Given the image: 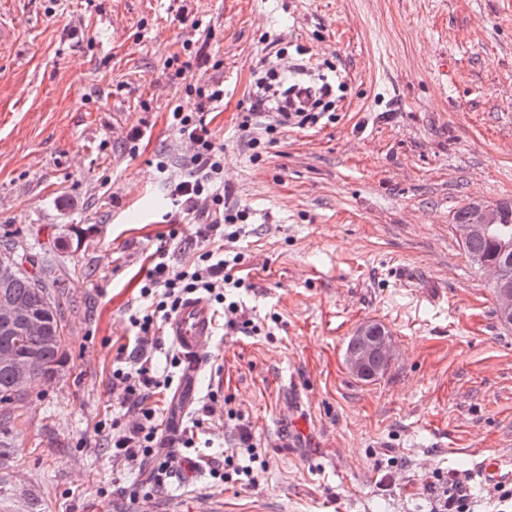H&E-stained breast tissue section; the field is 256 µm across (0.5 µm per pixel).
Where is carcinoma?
I'll return each instance as SVG.
<instances>
[{"label":"carcinoma","mask_w":512,"mask_h":512,"mask_svg":"<svg viewBox=\"0 0 512 512\" xmlns=\"http://www.w3.org/2000/svg\"><path fill=\"white\" fill-rule=\"evenodd\" d=\"M462 245L473 265L481 260L506 261L512 256V209L507 211L502 223L472 235ZM6 301L25 302L35 313L44 316L46 330L42 336L0 334V347L13 349L23 361L31 356L38 360L36 367L25 376L13 367L0 366V403L19 399L35 383L56 375L65 364L63 327L43 269L34 274L23 271L13 277L7 287L0 286V305Z\"/></svg>","instance_id":"cac0c4a2"}]
</instances>
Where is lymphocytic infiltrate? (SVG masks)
<instances>
[{
  "label": "lymphocytic infiltrate",
  "mask_w": 512,
  "mask_h": 512,
  "mask_svg": "<svg viewBox=\"0 0 512 512\" xmlns=\"http://www.w3.org/2000/svg\"><path fill=\"white\" fill-rule=\"evenodd\" d=\"M194 94L195 109L189 111L176 104L168 113L171 128L193 146L192 153L183 159L184 178L170 181L168 194L183 214L195 220L199 250L188 263L175 265L170 263L166 247H157L141 287L142 296L149 298L151 304L129 317L135 330L134 353L129 357L116 355L117 366L112 371V387L118 392L122 409L138 416L137 422L129 427L117 421L112 424L113 453L130 459L152 456L170 440L152 398L158 389L171 387L174 378L157 376L147 354L149 339L156 335L161 320L175 315L189 297L204 294L221 305L225 327H242L255 333L261 330L253 319L241 318L237 301L230 298L231 291L243 288L245 282L234 276L240 258L226 255L224 242L246 236L249 213L227 207L224 202V150L217 145L205 120L208 110L223 103L224 84L208 80L195 85ZM331 94L332 89L326 84L307 86L302 93L296 86H285L277 60H261L254 74L250 106L240 127L250 133L253 150L272 147L276 133L319 123L333 107ZM201 411L200 417L177 431L170 440L174 445L194 446V438L204 425L202 416L210 408L205 405Z\"/></svg>",
  "instance_id": "f902f5d3"
}]
</instances>
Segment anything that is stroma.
Here are the masks:
<instances>
[{
	"label": "stroma",
	"instance_id": "35a3bbf8",
	"mask_svg": "<svg viewBox=\"0 0 512 512\" xmlns=\"http://www.w3.org/2000/svg\"><path fill=\"white\" fill-rule=\"evenodd\" d=\"M183 7L212 30L204 76L224 103L207 120L225 202L249 212L224 249L243 252L235 298L264 324L218 330L196 400L165 415L179 427L216 396L191 482L178 457L162 474L113 457L107 431L151 254L197 251L193 235L166 238L184 150L167 113L195 106L165 66L199 37ZM1 18L14 37L0 44V228L53 263L65 354L52 381L0 404L10 512H432L438 472L468 475L473 512H495L497 485L512 486V328L453 218L512 202V0H0ZM279 51L289 85L310 59L336 118L256 157L238 123L253 69ZM366 322L395 347L371 382L344 360ZM244 427L254 487L220 474ZM487 458L500 483L479 475Z\"/></svg>",
	"mask_w": 512,
	"mask_h": 512
}]
</instances>
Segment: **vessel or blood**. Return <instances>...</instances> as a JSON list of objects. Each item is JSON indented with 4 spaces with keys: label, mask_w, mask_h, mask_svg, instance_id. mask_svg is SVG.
Wrapping results in <instances>:
<instances>
[{
    "label": "vessel or blood",
    "mask_w": 512,
    "mask_h": 512,
    "mask_svg": "<svg viewBox=\"0 0 512 512\" xmlns=\"http://www.w3.org/2000/svg\"><path fill=\"white\" fill-rule=\"evenodd\" d=\"M215 326L212 309L199 298L185 301L176 315L166 323L165 333L185 364L177 392L183 403H191L194 398L202 360L214 344Z\"/></svg>",
    "instance_id": "obj_1"
}]
</instances>
